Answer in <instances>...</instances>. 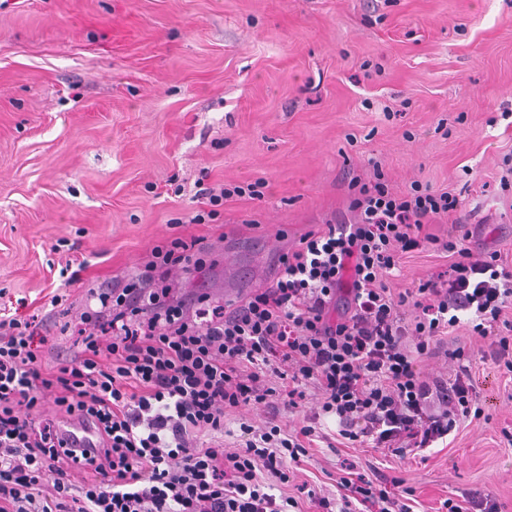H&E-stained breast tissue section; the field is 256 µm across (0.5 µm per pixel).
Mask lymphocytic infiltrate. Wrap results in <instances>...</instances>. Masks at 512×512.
I'll return each mask as SVG.
<instances>
[{
  "label": "lymphocytic infiltrate",
  "mask_w": 512,
  "mask_h": 512,
  "mask_svg": "<svg viewBox=\"0 0 512 512\" xmlns=\"http://www.w3.org/2000/svg\"><path fill=\"white\" fill-rule=\"evenodd\" d=\"M350 207L353 223L302 235L272 280L232 308L168 295L165 272L204 269L202 239L155 247L111 294L91 292L100 308L81 317V355L57 350L51 368L46 318L1 316L0 512H296L305 499L317 512H352L357 497L376 512H414L416 490L400 477L395 493L362 473L340 477L334 502L304 483L278 497L261 478L289 482L291 465L327 440L324 414L335 415L338 437L394 455L430 447L470 417L473 350L448 351L449 378L423 375L418 362L438 355L466 314L512 376V258L471 251L448 192L397 195L378 182ZM443 218L446 232H429ZM424 247L444 255L445 270L392 293L403 256ZM273 376L286 383L284 402ZM309 386L321 402L307 425L257 434L244 423L245 441L225 444L230 412L264 403L276 415ZM48 397L56 412L44 417Z\"/></svg>",
  "instance_id": "1"
}]
</instances>
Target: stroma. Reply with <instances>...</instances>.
<instances>
[{
    "label": "stroma",
    "mask_w": 512,
    "mask_h": 512,
    "mask_svg": "<svg viewBox=\"0 0 512 512\" xmlns=\"http://www.w3.org/2000/svg\"><path fill=\"white\" fill-rule=\"evenodd\" d=\"M512 0H8L0 8V308L45 303L71 245L89 256L55 342L72 346L88 291L144 268L154 245L203 237V272L172 296L231 303L265 287L279 253L342 217L352 182L457 195L473 253L512 255ZM225 199L193 223L195 183ZM405 256L393 291L445 269ZM480 419L424 455L316 442L296 470L336 492L343 463L384 466L416 512L456 491L512 512V378L476 361Z\"/></svg>",
    "instance_id": "35a3bbf8"
}]
</instances>
